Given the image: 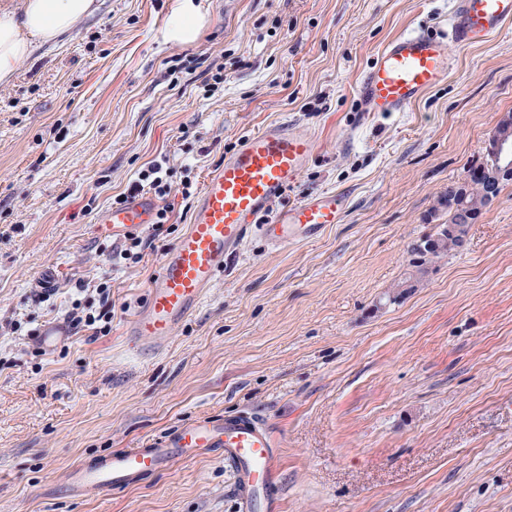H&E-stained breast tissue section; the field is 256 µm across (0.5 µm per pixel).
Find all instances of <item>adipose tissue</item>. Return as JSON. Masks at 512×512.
<instances>
[{
    "label": "adipose tissue",
    "mask_w": 512,
    "mask_h": 512,
    "mask_svg": "<svg viewBox=\"0 0 512 512\" xmlns=\"http://www.w3.org/2000/svg\"><path fill=\"white\" fill-rule=\"evenodd\" d=\"M97 9L96 0H21L18 10L0 12V86L9 85L35 43H54ZM202 0H176L160 33L165 44L194 42L207 22Z\"/></svg>",
    "instance_id": "adipose-tissue-1"
}]
</instances>
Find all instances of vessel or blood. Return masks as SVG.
Instances as JSON below:
<instances>
[{
	"instance_id": "1",
	"label": "vessel or blood",
	"mask_w": 512,
	"mask_h": 512,
	"mask_svg": "<svg viewBox=\"0 0 512 512\" xmlns=\"http://www.w3.org/2000/svg\"><path fill=\"white\" fill-rule=\"evenodd\" d=\"M509 24L512 0H454L447 31L401 36L379 51L359 85L360 111H405L446 80L454 48L484 41ZM315 151L312 136L270 124L247 135L206 176L190 224L164 251L144 306L125 329L137 350L153 353L167 344L249 233L278 250L310 242L342 221L347 200L336 192L289 203L269 223L257 221L268 204L296 182ZM154 214V201L136 194L109 209L100 224L112 232L131 230L153 223ZM274 447L271 433L253 417L199 419L151 447L115 450L79 464L70 470L66 484L85 493L124 489L174 461L187 462L211 449L220 451L233 468L239 512H252L254 496L261 490L266 493L265 512H281L280 503L268 494L277 467Z\"/></svg>"
}]
</instances>
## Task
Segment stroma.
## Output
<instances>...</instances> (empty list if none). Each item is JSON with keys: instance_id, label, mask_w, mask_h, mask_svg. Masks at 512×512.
Listing matches in <instances>:
<instances>
[{"instance_id": "stroma-1", "label": "stroma", "mask_w": 512, "mask_h": 512, "mask_svg": "<svg viewBox=\"0 0 512 512\" xmlns=\"http://www.w3.org/2000/svg\"><path fill=\"white\" fill-rule=\"evenodd\" d=\"M173 4L99 0L0 86V512H239L216 454L108 494L64 484L95 455L240 414L274 438L282 512H512V184L385 300L512 113V25L380 115L358 109L364 73L392 38L447 27L452 0H207L184 47L159 38ZM271 122L317 150L260 222L322 191L345 193L343 222L281 250L248 239L168 344L137 352L124 327L205 175ZM153 161L171 212L132 260L96 220ZM75 307L111 311L110 331L68 328ZM50 324L66 334L47 348Z\"/></svg>"}]
</instances>
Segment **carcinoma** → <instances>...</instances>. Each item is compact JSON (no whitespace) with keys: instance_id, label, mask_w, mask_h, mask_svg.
<instances>
[{"instance_id":"1","label":"carcinoma","mask_w":512,"mask_h":512,"mask_svg":"<svg viewBox=\"0 0 512 512\" xmlns=\"http://www.w3.org/2000/svg\"><path fill=\"white\" fill-rule=\"evenodd\" d=\"M512 182V175H501L494 180H489L484 166L474 168L468 181L461 188L462 196L476 208H486L499 196L504 187ZM433 214L444 218V221L435 225L434 231L415 241L408 247L411 256V272L401 283L403 288L414 287V282L428 272V265L434 259L457 250L459 246L458 236L455 232V224L458 223L459 214L455 204L447 195L438 197Z\"/></svg>"}]
</instances>
